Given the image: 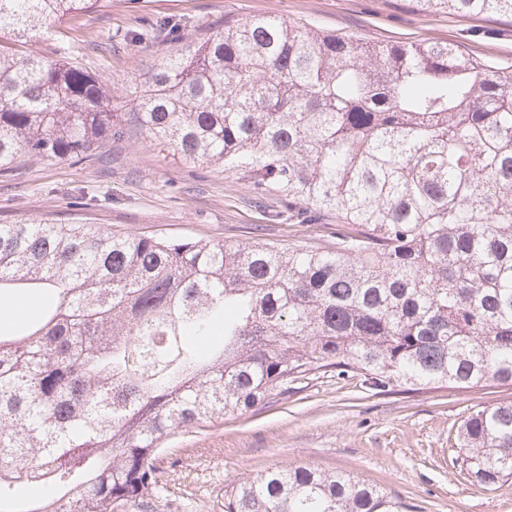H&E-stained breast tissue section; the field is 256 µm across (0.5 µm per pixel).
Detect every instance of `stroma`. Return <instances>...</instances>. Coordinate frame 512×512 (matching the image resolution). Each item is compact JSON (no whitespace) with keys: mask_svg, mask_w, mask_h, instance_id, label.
I'll use <instances>...</instances> for the list:
<instances>
[{"mask_svg":"<svg viewBox=\"0 0 512 512\" xmlns=\"http://www.w3.org/2000/svg\"><path fill=\"white\" fill-rule=\"evenodd\" d=\"M249 15L298 19L381 43H451L512 66L511 18L427 14L409 0H99L27 49L55 58L74 45L73 62L103 76L127 104L151 61ZM164 18L178 31L148 44L131 41L130 31ZM41 218L171 239L283 247L336 241L335 215L313 224L270 220L244 179L186 163L129 124L96 159L22 155L0 172V224ZM509 402L510 385L406 391L374 387L353 373L310 374L294 382L288 399L170 437L163 490L119 512H224L225 486L283 465L349 473L386 489L408 512H512V479L480 487L457 461L461 421L480 407Z\"/></svg>","mask_w":512,"mask_h":512,"instance_id":"obj_1","label":"stroma"}]
</instances>
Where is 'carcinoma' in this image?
I'll use <instances>...</instances> for the list:
<instances>
[{
  "label": "carcinoma",
  "instance_id": "cac0c4a2",
  "mask_svg": "<svg viewBox=\"0 0 512 512\" xmlns=\"http://www.w3.org/2000/svg\"><path fill=\"white\" fill-rule=\"evenodd\" d=\"M99 0H0L34 41ZM512 18V0H414ZM61 56L0 44V170L80 162L121 118L258 199L336 214L327 248L0 224V295L39 318L0 334V512H115L163 488L162 444L286 399L329 368L376 387L512 384V66L435 41L382 44L245 17L152 63L130 112ZM473 484L512 478V403L459 428ZM50 495L30 500L24 485ZM345 473L281 466L224 512H403Z\"/></svg>",
  "mask_w": 512,
  "mask_h": 512
}]
</instances>
